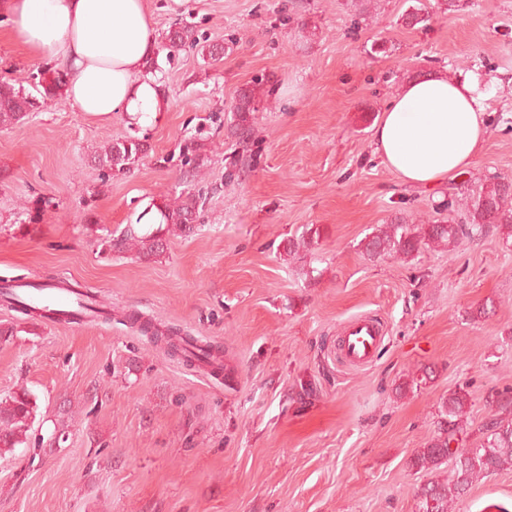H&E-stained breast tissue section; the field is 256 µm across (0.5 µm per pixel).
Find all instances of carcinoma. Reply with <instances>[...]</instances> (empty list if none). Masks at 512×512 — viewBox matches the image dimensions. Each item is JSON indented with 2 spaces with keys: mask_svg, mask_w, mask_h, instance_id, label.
Listing matches in <instances>:
<instances>
[{
  "mask_svg": "<svg viewBox=\"0 0 512 512\" xmlns=\"http://www.w3.org/2000/svg\"><path fill=\"white\" fill-rule=\"evenodd\" d=\"M192 28L187 25L168 30L161 38V49L172 57L183 48L196 47ZM68 73L54 70L32 76L31 89L0 81V127H10L27 119L48 102L60 96ZM257 111L255 97L250 90L239 93L235 105L230 135L238 142L248 141L252 133L251 114ZM147 153V147L134 138H117L105 146L99 155L100 165L109 171L124 173ZM204 201L199 195L187 193L172 205L159 207L161 220L155 229L138 232L134 225L119 235L108 231L99 238L103 252L134 254L139 259H151L167 250L169 236H188L194 232L199 208ZM466 221L463 224H423L411 228L402 217H395L381 226L363 246L370 259L382 257H409L429 243L453 246L463 237L472 238L494 228L504 239L512 238V182L491 178L472 191L464 202ZM0 301L18 310L26 319L36 321L49 315L28 306L10 287L0 289ZM130 325L150 338V341L168 354L192 365L223 361V352L210 344H201L192 336L172 326H159L136 313L126 316ZM469 392L460 387L442 403L440 420L435 435L426 446L416 451L412 465L420 469H436L444 460L453 461L449 480L431 481L416 494L418 512H449L452 504L463 497L480 479L501 470L512 468V393L504 391L492 400V414L478 427L479 445L462 450L451 449L450 442L464 432L467 426L466 405ZM38 397L29 389L0 397V457L13 454L28 445L29 431L36 417Z\"/></svg>",
  "mask_w": 512,
  "mask_h": 512,
  "instance_id": "1",
  "label": "carcinoma"
}]
</instances>
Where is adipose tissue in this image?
Returning <instances> with one entry per match:
<instances>
[{
	"label": "adipose tissue",
	"mask_w": 512,
	"mask_h": 512,
	"mask_svg": "<svg viewBox=\"0 0 512 512\" xmlns=\"http://www.w3.org/2000/svg\"><path fill=\"white\" fill-rule=\"evenodd\" d=\"M151 0H0L11 37L68 71L70 105L135 124L167 106L142 78L156 46ZM478 78L433 73L407 83L375 125V150L408 185L435 188L475 163L486 140Z\"/></svg>",
	"instance_id": "ef3b65f1"
}]
</instances>
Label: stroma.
Returning a JSON list of instances; mask_svg holds the SVG:
<instances>
[{
  "instance_id": "1",
  "label": "stroma",
  "mask_w": 512,
  "mask_h": 512,
  "mask_svg": "<svg viewBox=\"0 0 512 512\" xmlns=\"http://www.w3.org/2000/svg\"><path fill=\"white\" fill-rule=\"evenodd\" d=\"M427 26L408 23L414 6ZM157 33L191 26L199 48L149 77L168 100L143 125L66 98L0 128V279L78 281L112 320H45L0 342V395L38 397L37 447L0 458V512H416L451 476L412 465L443 401L468 385L473 423L512 391V241L488 233L408 258L362 246L401 215L458 223L449 196L512 181V0H152ZM0 17V79L41 70ZM479 74L488 134L472 168L428 189L402 183L373 129L411 80ZM260 100L249 145L229 133L241 90ZM131 136L124 174L98 153ZM207 162L190 172L186 141ZM190 192L196 230L150 260L105 254L150 202ZM38 207L36 222L27 210ZM319 232L288 255L289 238ZM482 317H472L476 307ZM138 313L221 345L232 379L169 357L123 320ZM384 331L370 365L337 355L347 321ZM64 441H57V434ZM455 512H512V468ZM147 150L138 139L117 138L101 150L98 161L111 172L126 173L146 155Z\"/></svg>"
}]
</instances>
